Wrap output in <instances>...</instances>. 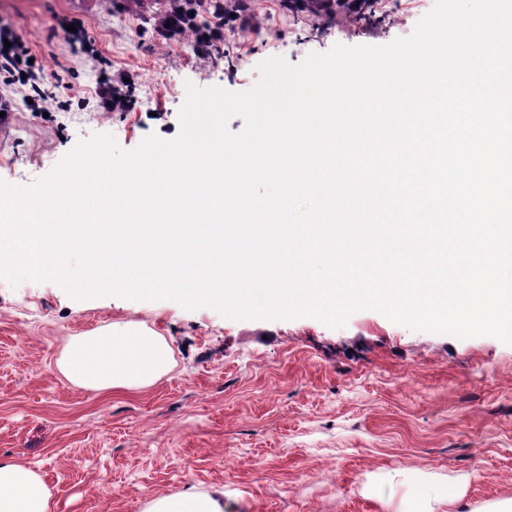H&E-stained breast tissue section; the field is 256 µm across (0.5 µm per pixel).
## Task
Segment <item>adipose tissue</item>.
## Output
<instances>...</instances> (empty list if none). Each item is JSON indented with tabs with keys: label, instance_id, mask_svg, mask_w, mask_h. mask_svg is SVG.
<instances>
[{
	"label": "adipose tissue",
	"instance_id": "obj_1",
	"mask_svg": "<svg viewBox=\"0 0 512 512\" xmlns=\"http://www.w3.org/2000/svg\"><path fill=\"white\" fill-rule=\"evenodd\" d=\"M170 364L164 338L130 323L75 337L57 368L78 387L104 391L151 386ZM51 510V494L40 476L18 461L0 459V512ZM144 512H224V501L217 493H182L154 498Z\"/></svg>",
	"mask_w": 512,
	"mask_h": 512
}]
</instances>
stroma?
<instances>
[{
    "label": "stroma",
    "instance_id": "1",
    "mask_svg": "<svg viewBox=\"0 0 512 512\" xmlns=\"http://www.w3.org/2000/svg\"><path fill=\"white\" fill-rule=\"evenodd\" d=\"M167 0H0L63 109L42 114L29 86L8 92L0 181L27 187L96 134L124 150L180 131L187 84L250 89L270 57L297 64L334 45L412 34L435 0H377L385 24L294 16L247 0L204 59L188 34L156 36ZM261 20L253 28L252 20ZM128 80L125 111H105L102 75ZM136 323L163 336L171 371L143 389L90 391L56 361L74 337ZM0 458L38 472L53 512H142L151 499L222 492L224 512H462L512 498V344L412 330L375 310L332 328L310 316L225 317L169 299H74L54 281L0 278Z\"/></svg>",
    "mask_w": 512,
    "mask_h": 512
}]
</instances>
